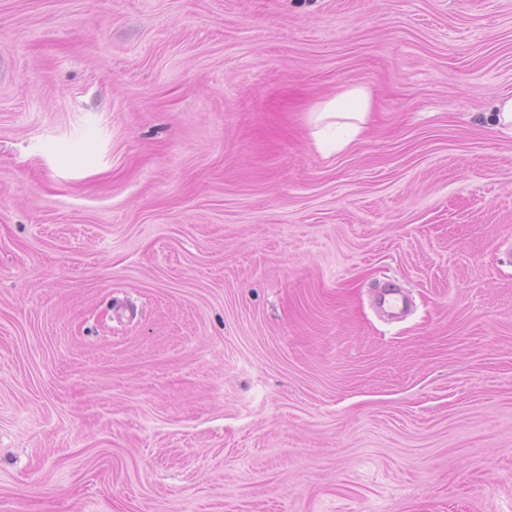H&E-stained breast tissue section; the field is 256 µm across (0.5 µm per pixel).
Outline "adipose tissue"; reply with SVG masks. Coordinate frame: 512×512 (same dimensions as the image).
<instances>
[{"instance_id": "obj_1", "label": "adipose tissue", "mask_w": 512, "mask_h": 512, "mask_svg": "<svg viewBox=\"0 0 512 512\" xmlns=\"http://www.w3.org/2000/svg\"><path fill=\"white\" fill-rule=\"evenodd\" d=\"M371 107V93L365 86L342 88L312 113L317 144L331 153L348 149L364 130Z\"/></svg>"}]
</instances>
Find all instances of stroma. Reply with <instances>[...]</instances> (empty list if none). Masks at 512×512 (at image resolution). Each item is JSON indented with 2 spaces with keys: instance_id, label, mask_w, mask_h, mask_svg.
<instances>
[{
  "instance_id": "35a3bbf8",
  "label": "stroma",
  "mask_w": 512,
  "mask_h": 512,
  "mask_svg": "<svg viewBox=\"0 0 512 512\" xmlns=\"http://www.w3.org/2000/svg\"><path fill=\"white\" fill-rule=\"evenodd\" d=\"M499 94L512 0H0V512H512ZM371 107V93L365 86L342 88L312 112V135L317 144L330 153L348 149L364 130Z\"/></svg>"
}]
</instances>
